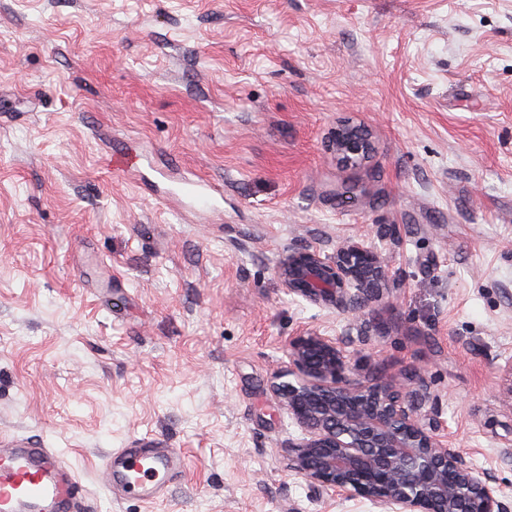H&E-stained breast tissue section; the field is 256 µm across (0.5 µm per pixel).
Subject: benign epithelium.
Listing matches in <instances>:
<instances>
[{
  "label": "benign epithelium",
  "instance_id": "1",
  "mask_svg": "<svg viewBox=\"0 0 512 512\" xmlns=\"http://www.w3.org/2000/svg\"><path fill=\"white\" fill-rule=\"evenodd\" d=\"M334 145L346 165L372 150L348 124L336 128ZM275 275L287 295L353 322L395 287L381 252L352 238L331 255L286 243ZM270 389L300 429L288 442V470L336 497L366 499L381 512H507L497 479L465 466L425 423L433 397L423 374L361 376L338 339L305 331L288 339V365L273 373Z\"/></svg>",
  "mask_w": 512,
  "mask_h": 512
}]
</instances>
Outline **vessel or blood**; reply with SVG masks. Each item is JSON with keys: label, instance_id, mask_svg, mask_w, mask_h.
<instances>
[{"label": "vessel or blood", "instance_id": "1", "mask_svg": "<svg viewBox=\"0 0 512 512\" xmlns=\"http://www.w3.org/2000/svg\"><path fill=\"white\" fill-rule=\"evenodd\" d=\"M142 156L119 150L110 156L113 172L140 169ZM186 195L196 208L217 207L210 181H191ZM181 449L155 436L133 439L130 447L112 450L104 459L103 481L113 496L153 502L167 496L183 473ZM0 512H97L74 470L56 450L24 440H0Z\"/></svg>", "mask_w": 512, "mask_h": 512}]
</instances>
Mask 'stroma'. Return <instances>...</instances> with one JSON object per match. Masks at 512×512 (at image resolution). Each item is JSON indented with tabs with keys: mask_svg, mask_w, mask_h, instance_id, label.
<instances>
[{
	"mask_svg": "<svg viewBox=\"0 0 512 512\" xmlns=\"http://www.w3.org/2000/svg\"><path fill=\"white\" fill-rule=\"evenodd\" d=\"M116 145L145 169L113 173ZM348 237L396 283L358 326L275 278L284 243ZM306 330L422 372L512 512V0H0V437L57 449L103 512H378L286 466L269 382ZM144 434L183 478L111 497L105 454ZM334 145L337 157L346 165L362 162L372 150L368 136L359 128L348 124L336 128ZM212 181H190L184 189L196 208L201 211H211L217 207V192Z\"/></svg>",
	"mask_w": 512,
	"mask_h": 512,
	"instance_id": "obj_1",
	"label": "stroma"
}]
</instances>
